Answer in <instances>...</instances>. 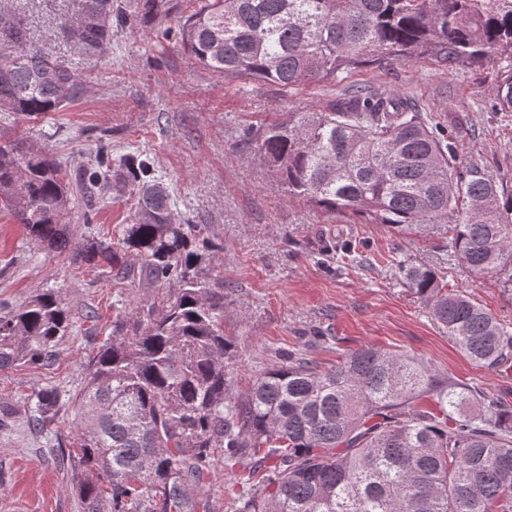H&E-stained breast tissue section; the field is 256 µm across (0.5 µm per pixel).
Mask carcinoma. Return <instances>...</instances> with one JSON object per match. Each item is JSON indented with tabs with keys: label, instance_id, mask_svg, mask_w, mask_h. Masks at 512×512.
Here are the masks:
<instances>
[{
	"label": "carcinoma",
	"instance_id": "carcinoma-1",
	"mask_svg": "<svg viewBox=\"0 0 512 512\" xmlns=\"http://www.w3.org/2000/svg\"><path fill=\"white\" fill-rule=\"evenodd\" d=\"M178 42L226 80L286 91L386 60L431 56L453 70L512 48V0H191ZM174 0H139L154 21ZM130 22L117 0H77L60 20L93 54ZM81 74L32 43L0 6V120L61 112ZM289 196L370 224H453L448 252L475 272L512 263V196L456 161L452 135L408 99L357 92L247 130ZM67 168L48 150L0 138V206L29 240L69 250ZM129 189L135 203L116 242L92 241L102 272L167 289L135 311L116 308L112 333L75 397L72 467L82 512H211L200 487L215 456L238 468L236 512H512V407L491 392L444 382L404 354L364 346L323 369L288 353L238 397L224 338V277L205 273L209 226L179 220L167 184L139 154L99 146L80 184ZM134 253L140 270L118 266ZM405 284L465 356L512 366V327L435 271L399 264ZM71 325L47 290L0 316V371L47 365ZM432 400L430 408L426 400ZM56 389L36 395L32 423L50 426Z\"/></svg>",
	"mask_w": 512,
	"mask_h": 512
}]
</instances>
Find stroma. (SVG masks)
<instances>
[{
  "instance_id": "35a3bbf8",
  "label": "stroma",
  "mask_w": 512,
  "mask_h": 512,
  "mask_svg": "<svg viewBox=\"0 0 512 512\" xmlns=\"http://www.w3.org/2000/svg\"><path fill=\"white\" fill-rule=\"evenodd\" d=\"M23 17L30 40L81 72L87 88L66 111L46 112L0 126V136L27 138L49 149L70 171L92 163L100 142L113 154L146 153L172 194L175 214L209 225L216 245L206 266L224 277V336L236 347L226 369L238 395L280 351L311 350L324 368L362 346L414 357L442 376L500 395L512 405V369L471 363L406 286L397 261L427 266L449 290L470 293L499 320L512 324V275L472 273L449 256L447 224H364L322 213L289 198L257 150L238 146L251 126L285 119L357 90L410 98L420 111L463 125L457 161L477 166L512 194V107L502 90L512 77V50L495 51L478 66L448 69L434 58L390 61L336 80L284 92L266 82L228 81L206 70L154 23L131 21L103 52L82 54L59 21L74 0H5ZM72 247L62 254L29 242L21 225L0 210V304L22 305L54 289L72 328L52 366L0 371V403L11 406L0 428V512H81L68 453L76 441L72 400L84 386L92 353L112 331V305L149 304L157 289L118 283L84 258L89 239H118L133 210L129 191L101 187L95 196L69 191ZM362 247L360 260L336 263L337 244ZM330 337L320 345L318 336ZM56 388L62 403L43 432L30 429L34 396ZM236 471L215 463L201 493L213 512H236Z\"/></svg>"
}]
</instances>
